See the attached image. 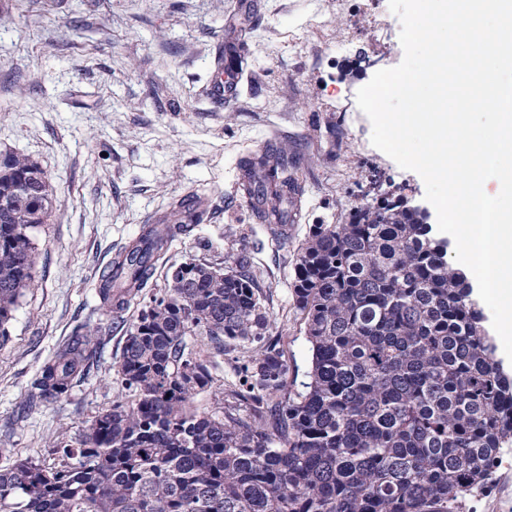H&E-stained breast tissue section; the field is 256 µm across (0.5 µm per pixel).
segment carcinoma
<instances>
[{"label":"carcinoma","mask_w":512,"mask_h":512,"mask_svg":"<svg viewBox=\"0 0 512 512\" xmlns=\"http://www.w3.org/2000/svg\"><path fill=\"white\" fill-rule=\"evenodd\" d=\"M242 166L238 193L288 244L301 196L288 160L265 147ZM52 196L37 162L0 157V346L31 285L32 231ZM201 215L174 205L102 272L99 306L122 328L117 374L133 398L117 396L77 437L49 446L53 463L0 469V512H473L512 450V378L427 218L385 198L310 227L292 298L311 360L293 391L246 253L224 267L188 258L149 289L156 263ZM190 335L238 348L233 379L187 348ZM99 345L76 327L37 371L31 403L64 398ZM213 388L216 407H195Z\"/></svg>","instance_id":"cac0c4a2"}]
</instances>
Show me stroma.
<instances>
[{
    "label": "stroma",
    "mask_w": 512,
    "mask_h": 512,
    "mask_svg": "<svg viewBox=\"0 0 512 512\" xmlns=\"http://www.w3.org/2000/svg\"><path fill=\"white\" fill-rule=\"evenodd\" d=\"M388 0H0V155L37 161L54 202L34 232L30 288L0 346V469L77 436L121 392L123 334L106 337L90 376L61 401L18 418L30 383L73 326L107 329L99 274L144 224L196 189L212 209L175 241L165 269L244 249L281 336L288 379L301 383L309 344L293 315V251L314 224H338L385 195L425 204V184L371 143L356 102L375 72L403 59ZM246 62L230 107L207 94L215 57ZM273 144L300 160L302 211L288 246L272 242L234 193L246 150ZM474 512H512V453Z\"/></svg>",
    "instance_id": "1"
}]
</instances>
